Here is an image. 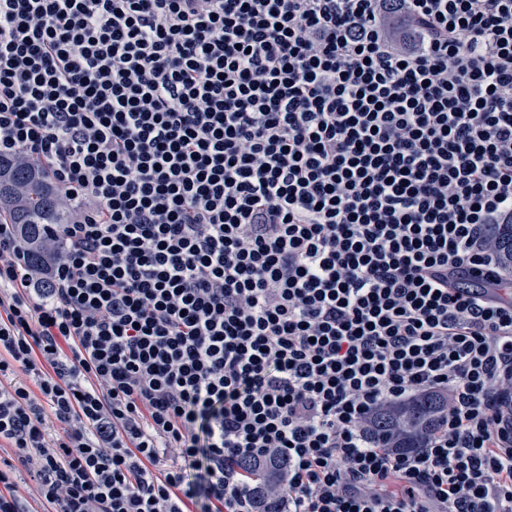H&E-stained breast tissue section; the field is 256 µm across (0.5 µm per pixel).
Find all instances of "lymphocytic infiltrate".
<instances>
[{"label": "lymphocytic infiltrate", "mask_w": 512, "mask_h": 512, "mask_svg": "<svg viewBox=\"0 0 512 512\" xmlns=\"http://www.w3.org/2000/svg\"><path fill=\"white\" fill-rule=\"evenodd\" d=\"M4 156L0 512H512V0H0ZM0 215L19 224L33 264L44 263L55 250L42 246L47 225L70 223L45 173L4 158H0ZM493 237L501 264L512 269V224H496L493 227ZM448 394L422 392L401 403H384L370 416L366 430L382 448H424L448 412ZM262 476L258 480V489L254 493L255 512H286L284 499L270 493V487L283 481L288 473L286 461L277 455L267 457L262 464Z\"/></svg>", "instance_id": "f902f5d3"}]
</instances>
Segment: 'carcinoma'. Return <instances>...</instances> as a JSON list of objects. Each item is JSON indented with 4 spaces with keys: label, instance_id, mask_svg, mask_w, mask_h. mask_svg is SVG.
I'll list each match as a JSON object with an SVG mask.
<instances>
[{
    "label": "carcinoma",
    "instance_id": "cac0c4a2",
    "mask_svg": "<svg viewBox=\"0 0 512 512\" xmlns=\"http://www.w3.org/2000/svg\"><path fill=\"white\" fill-rule=\"evenodd\" d=\"M0 215L19 225L33 264L50 257V251L42 246L48 225L70 223L45 173L4 158H0ZM493 237L501 264L512 269V224L494 225ZM447 412L448 394L422 392L405 402L380 405L370 416L366 430L382 448L410 451L425 447ZM287 473L288 465L282 457H267L254 493V512H287L285 500L270 493V487L283 481Z\"/></svg>",
    "mask_w": 512,
    "mask_h": 512
}]
</instances>
